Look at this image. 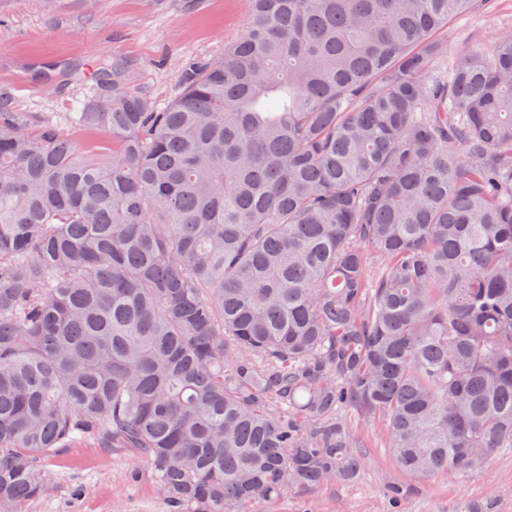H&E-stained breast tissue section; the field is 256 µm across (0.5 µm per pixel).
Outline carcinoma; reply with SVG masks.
I'll use <instances>...</instances> for the list:
<instances>
[{"label": "carcinoma", "mask_w": 512, "mask_h": 512, "mask_svg": "<svg viewBox=\"0 0 512 512\" xmlns=\"http://www.w3.org/2000/svg\"><path fill=\"white\" fill-rule=\"evenodd\" d=\"M468 0H249L167 105L99 64L83 145L0 112V512L89 442L173 512L512 450V34L433 73ZM378 271L369 272L370 260Z\"/></svg>", "instance_id": "obj_1"}]
</instances>
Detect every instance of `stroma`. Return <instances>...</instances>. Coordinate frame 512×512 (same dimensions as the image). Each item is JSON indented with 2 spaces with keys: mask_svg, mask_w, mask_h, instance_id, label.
<instances>
[{
  "mask_svg": "<svg viewBox=\"0 0 512 512\" xmlns=\"http://www.w3.org/2000/svg\"><path fill=\"white\" fill-rule=\"evenodd\" d=\"M247 0H0V112H35L54 119L87 96L100 60L128 62V83L165 104L180 91L190 62L219 56L244 32ZM512 31V0H474L441 41L449 53L491 46ZM38 94H28V87ZM346 419L363 447V470L352 483L291 490L266 512H512V451L487 460L481 474H438L417 479L400 471L385 445L381 420ZM50 486L22 512H170L156 492L146 462L122 450L91 444L44 458ZM400 488L392 498L388 487Z\"/></svg>",
  "mask_w": 512,
  "mask_h": 512,
  "instance_id": "stroma-1",
  "label": "stroma"
}]
</instances>
